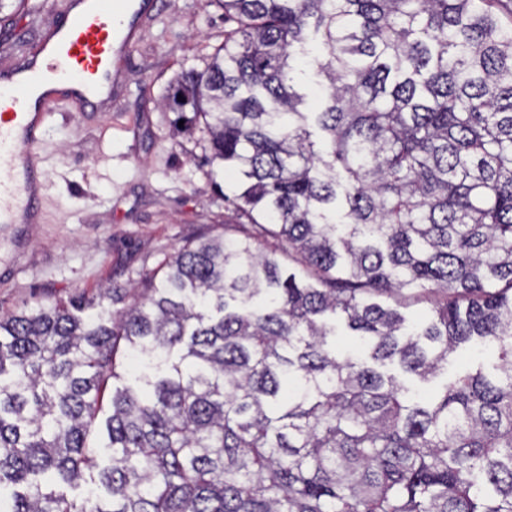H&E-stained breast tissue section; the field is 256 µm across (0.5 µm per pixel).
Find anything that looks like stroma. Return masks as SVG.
Masks as SVG:
<instances>
[{"mask_svg": "<svg viewBox=\"0 0 512 512\" xmlns=\"http://www.w3.org/2000/svg\"><path fill=\"white\" fill-rule=\"evenodd\" d=\"M65 0H28L0 24V67L16 64ZM224 40L214 0H160L125 66L111 111L55 113L40 149L42 223L0 230V316L112 286L131 288L186 241L232 237L236 216L212 181L202 131L176 133L163 104L182 72L203 69Z\"/></svg>", "mask_w": 512, "mask_h": 512, "instance_id": "stroma-1", "label": "stroma"}]
</instances>
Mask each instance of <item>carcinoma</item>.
Listing matches in <instances>:
<instances>
[{
	"label": "carcinoma",
	"mask_w": 512,
	"mask_h": 512,
	"mask_svg": "<svg viewBox=\"0 0 512 512\" xmlns=\"http://www.w3.org/2000/svg\"><path fill=\"white\" fill-rule=\"evenodd\" d=\"M214 2L168 107L247 223L121 311L0 319V507L512 512V0ZM426 285L417 323L377 301ZM471 343L495 372L406 385Z\"/></svg>",
	"instance_id": "cac0c4a2"
}]
</instances>
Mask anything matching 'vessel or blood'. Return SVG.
<instances>
[{
    "label": "vessel or blood",
    "instance_id": "obj_1",
    "mask_svg": "<svg viewBox=\"0 0 512 512\" xmlns=\"http://www.w3.org/2000/svg\"><path fill=\"white\" fill-rule=\"evenodd\" d=\"M155 0H68L22 67L0 72V227L41 218L45 175L36 161L61 108L98 111Z\"/></svg>",
    "mask_w": 512,
    "mask_h": 512
}]
</instances>
